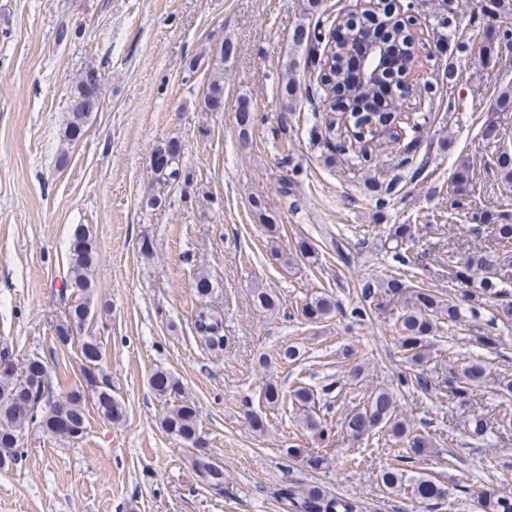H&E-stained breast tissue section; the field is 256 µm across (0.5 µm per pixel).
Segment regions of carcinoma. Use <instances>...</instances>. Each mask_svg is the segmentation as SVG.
<instances>
[{
    "label": "carcinoma",
    "instance_id": "1",
    "mask_svg": "<svg viewBox=\"0 0 512 512\" xmlns=\"http://www.w3.org/2000/svg\"><path fill=\"white\" fill-rule=\"evenodd\" d=\"M363 15L371 16L379 27L386 29L395 38L407 40L408 31L401 27V20L390 16L383 10L369 9ZM292 41L295 46L303 49L312 57L319 46L316 31L310 25L300 23L293 32ZM230 51V44H223L216 54V66L209 80L203 102L209 108L219 107L224 99V54ZM346 52L343 47L336 46L325 59L333 81V86L344 89L351 100L365 99L371 96L376 87L361 88L351 81L344 68L343 59ZM294 62L286 66L285 76L279 89V97L285 104H290L301 92V83L293 73ZM101 75L95 67L87 68L78 80L72 104V120L65 130L64 137L73 142L80 139L88 114L94 111L99 102ZM391 118L389 112H349L346 118H330L326 129L336 134V122L352 127V134L339 144L340 151H351L362 161L382 146V142L374 141V135L364 134L363 128L371 125H382ZM154 155L165 159V164L154 169L156 178L166 183L175 181L180 176V147L169 141L154 151ZM498 172L512 183V150L507 144L498 145L495 151ZM473 183L469 165L463 163L455 173L452 181L451 205L464 204L469 187ZM259 220L270 238L269 260L277 265L288 267L297 263V259L317 260L315 253L300 250L293 253L279 245V225L276 218L269 214L265 204L257 199L253 202ZM470 231L478 237L487 236L493 239L506 253L512 252V224H494L487 212L474 206L471 208ZM390 238L395 241L393 258L401 264H417L419 254L414 252V245L409 243L405 229L395 226L391 229ZM501 257L493 252L474 250L463 257L448 254V268L463 265L464 270L481 275L477 286L462 291V301L468 311L476 315L486 301L494 296L502 295L497 283L487 277V273L500 265ZM95 251L92 235L88 228H76L74 240L69 254V281L67 286L78 294V298L65 312L64 320L57 325L56 334L63 345H68L73 323L85 324L92 315L93 304V272ZM396 302L400 311L394 317V329L400 347L407 355V362L414 371L398 375L397 389H380L370 393L361 405H356L345 417V427L350 436L360 439L377 427L384 428L395 444H404L416 454L425 452L432 447V440L419 429L409 425L397 414V396L399 390H413L423 395L433 392L431 380L419 367L426 362L425 347L429 338L435 336L448 325L457 324L462 318V310L454 300L442 299L434 291L407 285L398 277L368 280L360 288L362 306L353 309L354 316L361 318L368 312H384L391 302ZM339 303L327 293L315 294L306 299L302 305V314L320 322L328 318ZM194 329L209 346H221L224 341V320L221 313L212 308L201 309L195 315ZM82 362V375L91 391L92 407L98 415L108 421L118 420L122 416V407L112 396V385L107 381L100 363L102 350L100 343L93 336L79 340ZM486 378V366L477 359L469 362L462 369L457 380L448 382V392L453 397L465 398L467 387L479 386ZM149 383L155 395L163 402L171 400L177 404L168 409L162 421L163 428L184 443L198 446L200 441L197 411L194 405L182 397V386L178 379L162 370L155 371ZM49 377L45 365L36 359H29L19 365L4 362L0 370V468L18 461L24 454L23 444L19 436L25 424L38 423L42 431L55 438L69 440L80 438L86 429L87 399L86 393L73 391L58 400L40 403V397L48 390ZM26 398L32 401L29 410L24 411L17 401ZM264 399L268 406L275 409L285 401L303 410L304 426L318 431L322 435L325 429L314 416V408L321 401V392L311 387L298 386L290 393H285L275 383H268L264 390ZM193 467L202 481L211 489L224 491V466L203 453L195 456ZM379 480L382 486L392 492L404 486L412 487L414 496L423 502L434 505L446 500L448 487L423 475L407 478L400 468L389 464L381 469ZM284 503L292 506L296 512H356L358 505L352 500L335 495L318 484L299 485L285 491ZM480 512H512V495L488 494L481 497Z\"/></svg>",
    "mask_w": 512,
    "mask_h": 512
}]
</instances>
